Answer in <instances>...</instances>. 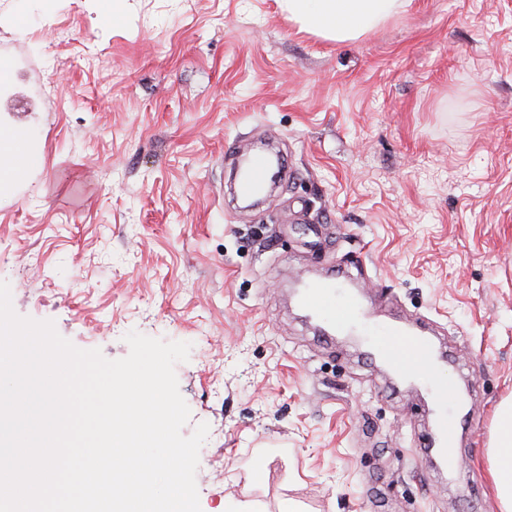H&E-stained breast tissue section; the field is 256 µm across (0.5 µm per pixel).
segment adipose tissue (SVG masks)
<instances>
[{
    "mask_svg": "<svg viewBox=\"0 0 512 512\" xmlns=\"http://www.w3.org/2000/svg\"><path fill=\"white\" fill-rule=\"evenodd\" d=\"M289 19L339 42L353 41L404 12L406 0H281ZM32 157L20 130L0 129V185L14 182ZM488 475L500 512H512V402L501 403L489 450Z\"/></svg>",
    "mask_w": 512,
    "mask_h": 512,
    "instance_id": "ef3b65f1",
    "label": "adipose tissue"
}]
</instances>
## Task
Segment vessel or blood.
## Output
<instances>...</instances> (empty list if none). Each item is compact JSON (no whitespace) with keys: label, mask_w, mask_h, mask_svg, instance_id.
Returning <instances> with one entry per match:
<instances>
[{"label":"vessel or blood","mask_w":512,"mask_h":512,"mask_svg":"<svg viewBox=\"0 0 512 512\" xmlns=\"http://www.w3.org/2000/svg\"><path fill=\"white\" fill-rule=\"evenodd\" d=\"M274 166V160L265 153L251 155L247 172L235 187L237 194L244 198L260 196ZM299 301L323 334L340 331L367 337L372 356L387 364L398 379L428 383L431 403L437 411V446L441 453H450L463 422L449 416L448 387L434 377L437 366L446 361L439 338L417 323L373 320L347 271L305 283Z\"/></svg>","instance_id":"b4317fda"}]
</instances>
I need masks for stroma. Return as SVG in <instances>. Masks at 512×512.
<instances>
[{
  "instance_id": "1",
  "label": "stroma",
  "mask_w": 512,
  "mask_h": 512,
  "mask_svg": "<svg viewBox=\"0 0 512 512\" xmlns=\"http://www.w3.org/2000/svg\"><path fill=\"white\" fill-rule=\"evenodd\" d=\"M0 125L38 163L0 190V281L80 349L130 330L190 343L175 371L208 423L201 512H499L487 475L512 397V0H410L354 41L277 0H0ZM286 175L257 209L228 156ZM362 266L378 320L421 314L452 356L457 475L421 450L427 393L344 337L293 283Z\"/></svg>"
}]
</instances>
